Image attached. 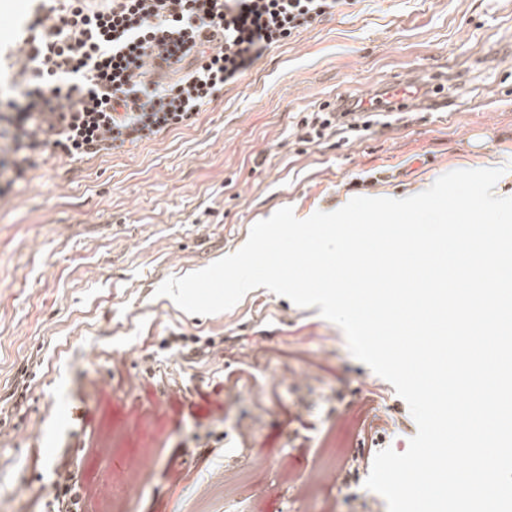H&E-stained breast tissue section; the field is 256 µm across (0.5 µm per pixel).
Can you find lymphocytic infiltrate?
Segmentation results:
<instances>
[{
	"instance_id": "obj_1",
	"label": "lymphocytic infiltrate",
	"mask_w": 512,
	"mask_h": 512,
	"mask_svg": "<svg viewBox=\"0 0 512 512\" xmlns=\"http://www.w3.org/2000/svg\"><path fill=\"white\" fill-rule=\"evenodd\" d=\"M349 0H38L0 88V200L48 153L89 160L191 125L273 45ZM361 101L303 117L304 141L371 132Z\"/></svg>"
}]
</instances>
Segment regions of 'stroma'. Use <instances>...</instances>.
Here are the masks:
<instances>
[{
    "label": "stroma",
    "instance_id": "stroma-1",
    "mask_svg": "<svg viewBox=\"0 0 512 512\" xmlns=\"http://www.w3.org/2000/svg\"><path fill=\"white\" fill-rule=\"evenodd\" d=\"M33 7L0 0V51ZM418 67L440 85L433 108L383 113L346 142L297 136L307 113ZM506 166L512 0H351L272 46L191 125L90 160L51 156L0 201V512H51L60 461L81 512H387L369 467L356 495L324 483L353 456L405 452L417 432L339 326L263 287L207 316L157 289L236 252L280 208L305 219ZM175 336L214 352L177 354ZM149 368L159 385H124ZM169 379L186 393L174 407ZM219 380L216 420L200 394ZM369 408L388 421L377 444ZM256 456L268 465L250 467Z\"/></svg>",
    "mask_w": 512,
    "mask_h": 512
}]
</instances>
